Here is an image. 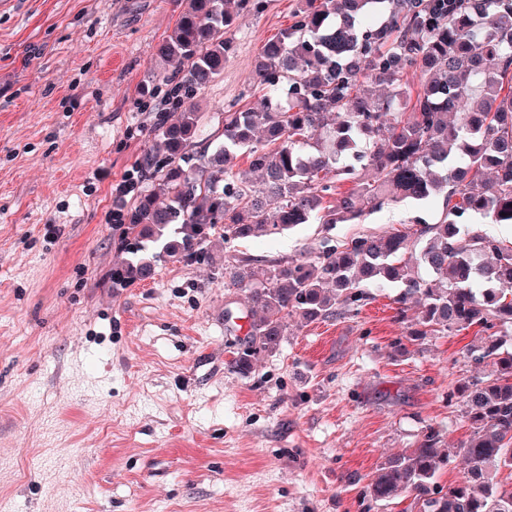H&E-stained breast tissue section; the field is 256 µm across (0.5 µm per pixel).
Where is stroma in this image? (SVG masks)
Instances as JSON below:
<instances>
[{"mask_svg":"<svg viewBox=\"0 0 512 512\" xmlns=\"http://www.w3.org/2000/svg\"><path fill=\"white\" fill-rule=\"evenodd\" d=\"M299 0L240 16L223 74L195 99L196 150L224 110L256 108L248 79ZM185 0H0V512H390L367 486L428 429L470 434L460 382L474 331L412 341L394 291L356 311L289 318L277 353L242 372L246 294L225 269L441 212L398 202L360 224H305L160 261L112 285L120 228L111 185L155 142L165 110L158 50ZM233 319H225V311Z\"/></svg>","mask_w":512,"mask_h":512,"instance_id":"1","label":"stroma"}]
</instances>
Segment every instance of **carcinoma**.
I'll use <instances>...</instances> for the list:
<instances>
[{
  "label": "carcinoma",
  "instance_id": "1",
  "mask_svg": "<svg viewBox=\"0 0 512 512\" xmlns=\"http://www.w3.org/2000/svg\"><path fill=\"white\" fill-rule=\"evenodd\" d=\"M265 0H188L161 53L177 63L162 76L179 94L180 121L157 125L160 142L139 158L140 171L169 198L140 197L128 214L121 248L132 258L112 268V283L155 276L156 260L196 261L218 224L224 240L274 235L301 224H358L408 199L441 207L421 219L339 240L299 263L276 265L255 286L243 266L231 284L248 292L249 341L234 366L250 370L276 353L284 319L306 322L360 306L363 288L397 287L394 302L417 340L435 331L477 329L466 356L490 367L453 395L466 407L471 433L457 448L465 474L443 486L450 455L427 431L389 460L368 486L390 504L413 498L421 512H512V245L471 229L512 224V0H303L293 22L259 54L250 86L262 111H224V142L186 166L197 135L194 99L224 72L236 19L259 14ZM264 144L256 145V132ZM242 151L255 188L226 165ZM347 181L352 187L337 191Z\"/></svg>",
  "mask_w": 512,
  "mask_h": 512
}]
</instances>
